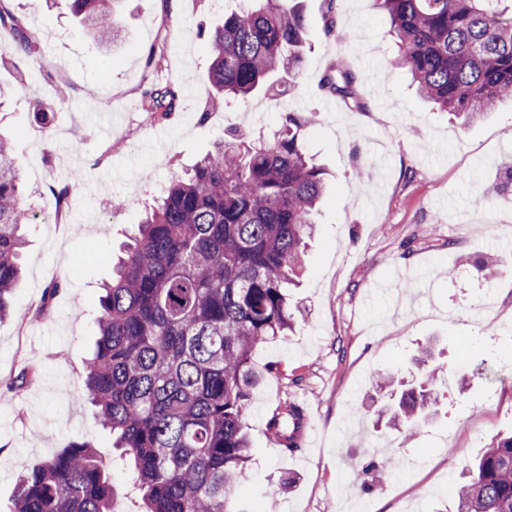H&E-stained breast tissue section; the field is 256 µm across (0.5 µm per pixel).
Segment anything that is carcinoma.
<instances>
[{"label":"carcinoma","mask_w":512,"mask_h":512,"mask_svg":"<svg viewBox=\"0 0 512 512\" xmlns=\"http://www.w3.org/2000/svg\"><path fill=\"white\" fill-rule=\"evenodd\" d=\"M325 0L324 34L338 41V3ZM385 8L396 63L420 96L473 122L512 102V0H373ZM118 0H72L97 41L109 33ZM209 35L208 78L224 107L258 91H285L303 68L308 31L296 0H239ZM16 32L12 50L37 41L0 4V27ZM323 88L351 110L367 107L357 75L332 65ZM180 88L144 92L155 122L175 115ZM304 112L285 113L269 134L226 129L214 151L177 174L144 206L137 233L103 287L98 339L85 387L114 447L131 466L142 512H247L231 488L250 460L246 419L257 381L252 353L294 329L286 288L305 264L326 172L309 155ZM13 152H0V322L11 315L24 244L37 221L21 191ZM66 211L75 190L51 188ZM388 423L403 433L432 403L418 383L392 397ZM303 413L279 405L267 428L297 448ZM455 512H512V435L492 440L454 489ZM108 464L87 442L25 471L13 512H113Z\"/></svg>","instance_id":"1"}]
</instances>
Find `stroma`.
<instances>
[{
    "label": "stroma",
    "instance_id": "stroma-1",
    "mask_svg": "<svg viewBox=\"0 0 512 512\" xmlns=\"http://www.w3.org/2000/svg\"><path fill=\"white\" fill-rule=\"evenodd\" d=\"M10 6L40 52L0 58V88L10 94L0 131L15 140L32 200L56 182L72 184L77 200L68 233L22 229V276L0 323V512H12L24 468L75 441L111 460L118 512H138L129 471L115 462L84 385L112 254L146 202L225 129L266 132L286 112L311 114L307 146L328 190L306 272L288 292L295 329L252 354L251 460L236 494L274 500L276 512H455L451 478L512 431V188L504 186L512 106L470 124L450 120L388 64L390 21L373 0H341V42L323 34L324 0H301L308 40L295 88L250 98L225 111L223 125L202 124L213 92L198 28L222 22V0H121L111 19L117 41L105 46L83 31L69 0ZM340 59L360 76L367 111H349L322 89ZM63 82L74 89L65 101L56 97ZM178 84L168 137L141 130L143 91ZM91 134L113 143L107 165L69 152V141ZM116 200L123 210L113 211ZM60 278L66 288L45 304L46 287ZM424 351L439 366L434 403L405 441L362 402L377 376L415 383ZM301 400L305 434L287 451L266 420ZM394 454L401 467L388 466Z\"/></svg>",
    "mask_w": 512,
    "mask_h": 512
}]
</instances>
